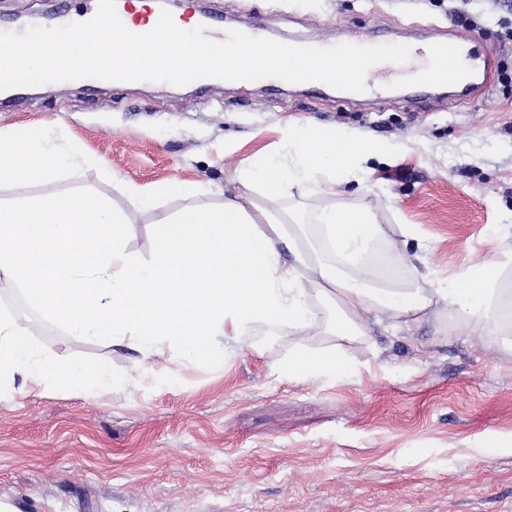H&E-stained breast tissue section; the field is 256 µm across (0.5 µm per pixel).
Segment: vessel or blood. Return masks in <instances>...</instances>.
Returning a JSON list of instances; mask_svg holds the SVG:
<instances>
[{"instance_id":"1","label":"vessel or blood","mask_w":512,"mask_h":512,"mask_svg":"<svg viewBox=\"0 0 512 512\" xmlns=\"http://www.w3.org/2000/svg\"><path fill=\"white\" fill-rule=\"evenodd\" d=\"M74 21L79 25L97 27L103 38L98 48L75 59L68 68L61 71V78L70 82L117 77L119 70L110 55L113 41L118 39L130 45L140 42L144 37V24H152L154 31L168 36L174 33L164 16L158 15L151 19L144 15L134 24L128 22L123 13L101 12L94 2L77 14ZM474 43L473 37L459 33L453 34L451 39L433 42L425 54L427 64L456 84H468L477 73L481 74L483 80H492L496 74V53L491 49L477 51ZM304 51L323 60L326 66L322 74L323 82L335 81L339 69H352L353 76L348 88L352 94L360 97L366 96L372 88L367 78L368 73L383 65L412 59L420 54L413 45L398 51L381 41L361 35L348 36L331 47L313 40L305 46Z\"/></svg>"}]
</instances>
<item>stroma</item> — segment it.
Returning <instances> with one entry per match:
<instances>
[{"mask_svg": "<svg viewBox=\"0 0 512 512\" xmlns=\"http://www.w3.org/2000/svg\"><path fill=\"white\" fill-rule=\"evenodd\" d=\"M76 0H0L22 22L74 13ZM213 25H258L285 45L367 35L390 45L469 27L497 53L494 85L421 105L415 66L376 75L375 94L276 82L197 86L50 84L30 76L0 128H49L78 174L0 187V200L90 191L131 204L124 185L161 189L160 207L215 204L245 160L278 150L286 119L402 145L373 159L338 203L380 224L417 225L436 275L495 253L512 257V0H205ZM49 356L107 363L120 382L0 399V503L13 512H512V352L456 319L395 327L366 318L356 372L291 377L295 343L279 325L226 342L215 365L178 347L148 356L68 335L19 294Z\"/></svg>", "mask_w": 512, "mask_h": 512, "instance_id": "stroma-1", "label": "stroma"}]
</instances>
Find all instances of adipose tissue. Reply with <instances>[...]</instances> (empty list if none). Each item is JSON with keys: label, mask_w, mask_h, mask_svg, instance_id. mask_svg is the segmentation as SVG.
<instances>
[{"label": "adipose tissue", "mask_w": 512, "mask_h": 512, "mask_svg": "<svg viewBox=\"0 0 512 512\" xmlns=\"http://www.w3.org/2000/svg\"><path fill=\"white\" fill-rule=\"evenodd\" d=\"M8 69L0 85L22 74L63 70L90 46L83 29L68 23L0 33ZM117 64L170 79L203 66L258 74L268 64L320 75L321 63L282 53L262 40L248 46L233 36L202 44L147 34L143 44L116 43ZM396 145L333 128L287 126L280 153L246 162L236 188L214 208L188 205L160 211L159 190L125 183L134 204L125 210L91 192L30 195L0 203V282L18 288L45 319L72 336L136 337L145 353L176 345L196 357L223 363L219 340L250 335L261 324L287 327L295 336L284 371L316 378L347 371L349 349L365 333V317L388 314L408 325L432 313L457 317L480 335L512 334V263L500 258L460 265L447 278L409 260L383 266L372 248L398 245L370 211L344 205L318 209L317 241L295 230L281 204L304 185L340 195L374 156H394ZM84 156L57 153L41 137L0 129V183L44 181L60 169L78 171ZM159 226L152 260L126 244L141 216ZM287 242L292 260L277 249ZM316 336L336 337L318 348ZM23 375L27 390L82 393L109 374L104 363L62 361L39 354L28 321L0 309V388Z\"/></svg>", "instance_id": "1"}]
</instances>
